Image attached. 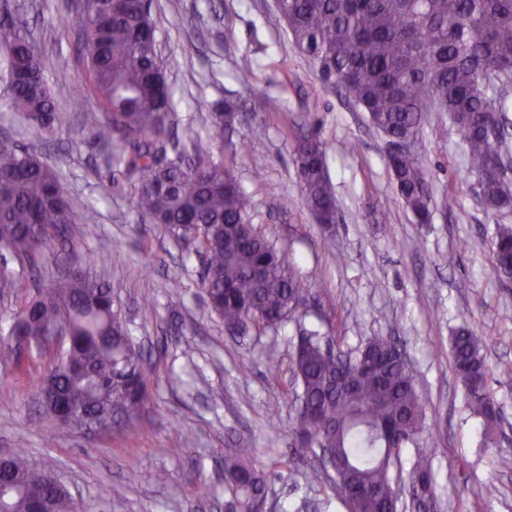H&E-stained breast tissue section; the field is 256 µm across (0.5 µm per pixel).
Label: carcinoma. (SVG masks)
<instances>
[{
    "label": "carcinoma",
    "instance_id": "1",
    "mask_svg": "<svg viewBox=\"0 0 512 512\" xmlns=\"http://www.w3.org/2000/svg\"><path fill=\"white\" fill-rule=\"evenodd\" d=\"M73 13L82 59L74 94L99 103L78 132L97 145L107 167L133 180L142 215L180 241L199 226L187 253L202 257L200 285L225 327L247 321L256 331L286 321L298 325L302 343L292 346L290 357L305 402L295 429L300 445L336 455L333 489L348 512H396L391 456L435 429L399 344L371 336L344 367L324 352L333 337L304 326L306 282L253 224L252 201L240 191L234 166L189 152L170 131L173 92L156 59L152 0H75ZM280 17L324 82L345 89L385 139L412 142L409 152L386 164L419 223H426L432 205L420 145L434 104L465 142L466 176L475 178L485 207L512 206V179L498 165L507 147L512 0H283ZM44 70L28 28L1 7L0 98L40 139L57 120ZM242 118L236 103H225L215 113L213 135L224 139ZM293 156L306 206L322 226L336 223L327 143L316 128L295 136ZM73 223L58 172L31 152L0 143V288L26 295L52 251L65 266L11 315L8 340L51 356L42 380L51 381L71 408L93 419L114 413L112 427L136 435L148 396L144 356L112 305L105 279L89 262L71 264L66 246ZM491 253L495 274L512 272V228L498 230ZM11 261L21 270L9 269ZM58 332L68 340L64 352L53 355ZM450 354L467 407L482 419L487 443H496L501 414L487 389L484 342L460 327L450 338ZM50 476L22 448L0 460V482L12 488L0 512H30L44 500L50 512H88L77 510L66 489L53 488ZM410 479L419 502L435 498L427 451L417 450ZM224 484L236 512H253L265 496L267 473L234 448L224 456Z\"/></svg>",
    "mask_w": 512,
    "mask_h": 512
}]
</instances>
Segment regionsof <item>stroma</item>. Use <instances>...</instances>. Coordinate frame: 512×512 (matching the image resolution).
I'll return each instance as SVG.
<instances>
[{
	"instance_id": "stroma-1",
	"label": "stroma",
	"mask_w": 512,
	"mask_h": 512,
	"mask_svg": "<svg viewBox=\"0 0 512 512\" xmlns=\"http://www.w3.org/2000/svg\"><path fill=\"white\" fill-rule=\"evenodd\" d=\"M20 6L39 44L45 75L57 92L56 133L35 140L22 117L0 100V142L36 153L59 168L80 213L95 223L73 225L79 257H92L112 289L128 334L145 352L149 400L137 438L67 427L45 444L48 424L37 387L47 363L33 357L24 376L0 348V454L26 449L90 512H225L224 451L249 449L269 467L270 512H346L326 476L310 467L312 449L299 447L290 352L294 323L233 337L210 312L199 285L198 258L161 225L139 217L131 190L116 191L95 145L75 140L94 100L73 107L82 65L65 21L72 0H10ZM160 60L174 91L175 130L204 150L238 163L241 190L254 221L286 249L309 288L306 327L319 315L345 349L368 337L399 338L417 390L438 420L430 437L400 455L410 469L417 448L432 456L441 512H512V443L483 445V426L465 405L450 366L449 343L460 325L485 339L487 387L512 422V281L491 271L498 226H512V207L485 209L474 179L465 177V149L447 113H430L420 146L435 205L432 221L416 223L385 164L386 144L348 94L325 85L295 48L273 0H158ZM253 63L250 84L235 66ZM283 112L263 111L265 97ZM238 100L245 114L223 140L209 128L212 110ZM316 127L328 144V172L339 206L323 235L303 202L292 158L300 126ZM456 207L447 204L448 194ZM112 250L100 252V239ZM151 311L141 307L143 300ZM278 353L268 364L267 351Z\"/></svg>"
}]
</instances>
